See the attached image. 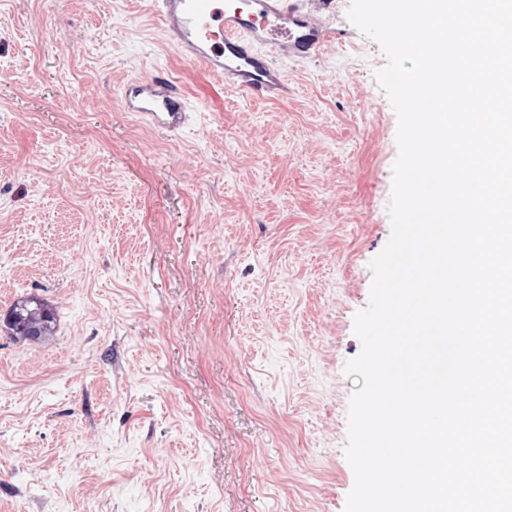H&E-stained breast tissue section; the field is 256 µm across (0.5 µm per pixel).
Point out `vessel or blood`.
Wrapping results in <instances>:
<instances>
[{"label": "vessel or blood", "mask_w": 512, "mask_h": 512, "mask_svg": "<svg viewBox=\"0 0 512 512\" xmlns=\"http://www.w3.org/2000/svg\"><path fill=\"white\" fill-rule=\"evenodd\" d=\"M162 18L167 42L186 62L202 64L224 80L227 89L255 98H275L287 90L285 72L276 57L316 53L327 38L310 27L299 0H247L231 6L224 0H151ZM126 111L156 128L178 132L191 108L178 86L158 74L132 80L122 94Z\"/></svg>", "instance_id": "b4317fda"}]
</instances>
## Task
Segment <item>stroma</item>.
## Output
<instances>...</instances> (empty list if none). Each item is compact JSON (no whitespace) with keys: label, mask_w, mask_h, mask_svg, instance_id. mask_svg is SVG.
I'll return each mask as SVG.
<instances>
[{"label":"stroma","mask_w":512,"mask_h":512,"mask_svg":"<svg viewBox=\"0 0 512 512\" xmlns=\"http://www.w3.org/2000/svg\"><path fill=\"white\" fill-rule=\"evenodd\" d=\"M351 0L252 99L182 61L150 0H0V512H344L354 317L387 210L397 115ZM179 134L124 111L157 73ZM56 326L54 309L35 297L15 302L5 318V327L15 340L39 341L53 336Z\"/></svg>","instance_id":"stroma-1"}]
</instances>
